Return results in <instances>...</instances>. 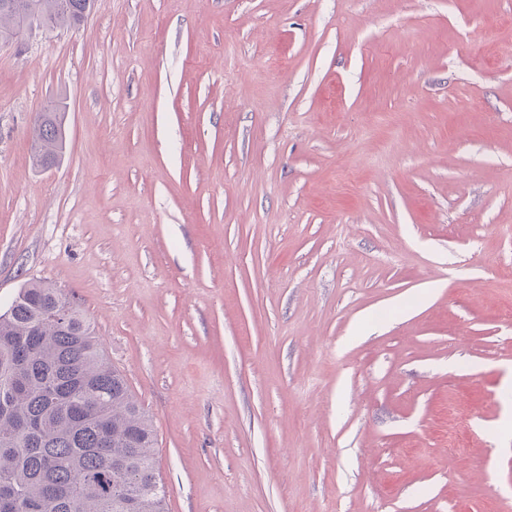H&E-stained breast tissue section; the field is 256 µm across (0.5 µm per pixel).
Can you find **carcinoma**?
<instances>
[{
    "label": "carcinoma",
    "mask_w": 512,
    "mask_h": 512,
    "mask_svg": "<svg viewBox=\"0 0 512 512\" xmlns=\"http://www.w3.org/2000/svg\"><path fill=\"white\" fill-rule=\"evenodd\" d=\"M94 0H35L51 27L80 24ZM35 155L54 165L59 111L32 129ZM44 283L20 290L0 314V512H165L156 435L94 326Z\"/></svg>",
    "instance_id": "cac0c4a2"
}]
</instances>
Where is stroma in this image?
Listing matches in <instances>:
<instances>
[{"instance_id": "stroma-1", "label": "stroma", "mask_w": 512, "mask_h": 512, "mask_svg": "<svg viewBox=\"0 0 512 512\" xmlns=\"http://www.w3.org/2000/svg\"><path fill=\"white\" fill-rule=\"evenodd\" d=\"M506 30L512 0H96L0 47V313L76 299L166 512H512ZM59 112H42L32 129L35 158L45 167L54 165L63 150L65 130Z\"/></svg>"}]
</instances>
